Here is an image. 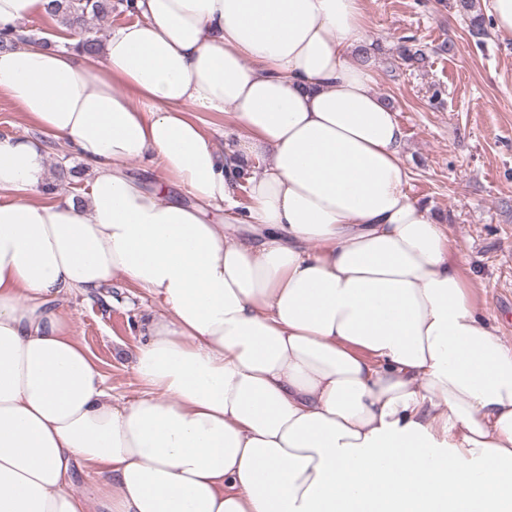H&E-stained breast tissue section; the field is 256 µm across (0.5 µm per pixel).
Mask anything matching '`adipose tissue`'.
Wrapping results in <instances>:
<instances>
[{"mask_svg": "<svg viewBox=\"0 0 512 512\" xmlns=\"http://www.w3.org/2000/svg\"><path fill=\"white\" fill-rule=\"evenodd\" d=\"M128 3L101 55L0 49L93 172L43 199L41 141L0 137V512H512V348L407 191L363 0ZM117 275L157 309L121 402L65 309ZM197 117L202 120L203 128L212 136L216 146L224 147V130L230 129L229 119L215 112H201Z\"/></svg>", "mask_w": 512, "mask_h": 512, "instance_id": "adipose-tissue-1", "label": "adipose tissue"}]
</instances>
